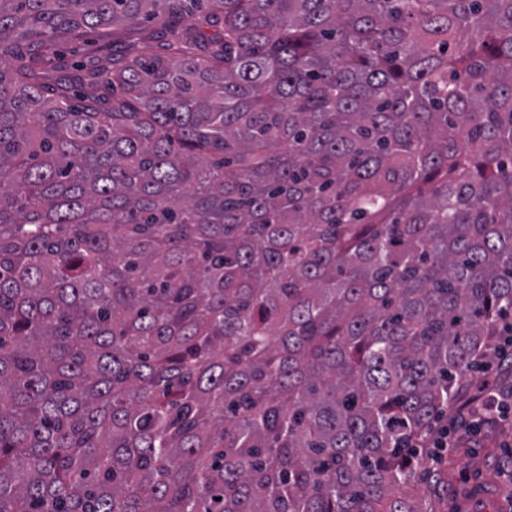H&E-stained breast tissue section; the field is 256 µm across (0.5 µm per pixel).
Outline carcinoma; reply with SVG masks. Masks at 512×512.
<instances>
[{"label":"carcinoma","mask_w":512,"mask_h":512,"mask_svg":"<svg viewBox=\"0 0 512 512\" xmlns=\"http://www.w3.org/2000/svg\"><path fill=\"white\" fill-rule=\"evenodd\" d=\"M511 312L512 0H0V512H427ZM78 41L79 43L74 45L78 46L79 51L74 58L81 60L84 64L89 66L99 55V49L102 45H112V29L108 31V34L102 33L101 31L84 32L83 36Z\"/></svg>","instance_id":"1"}]
</instances>
